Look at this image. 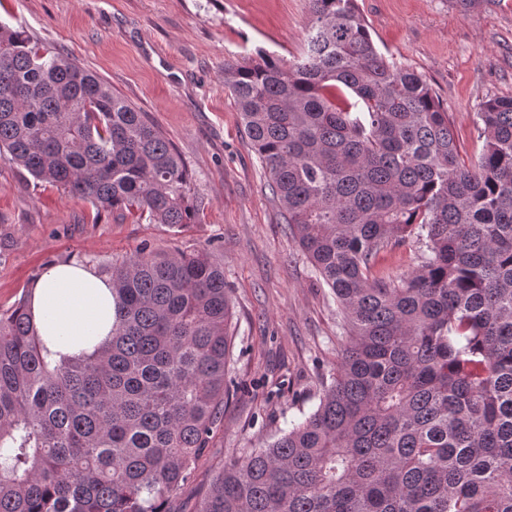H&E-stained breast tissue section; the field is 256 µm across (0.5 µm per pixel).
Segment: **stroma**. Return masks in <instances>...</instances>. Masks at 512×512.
<instances>
[{
  "mask_svg": "<svg viewBox=\"0 0 512 512\" xmlns=\"http://www.w3.org/2000/svg\"><path fill=\"white\" fill-rule=\"evenodd\" d=\"M379 51L430 85L454 123L464 160L483 145L476 114L512 97V0H357ZM308 0H0V22L67 55L146 112L175 146L201 202L173 228L114 215L47 183L24 182L0 159V312L45 267L100 271L145 249L209 250L233 306L224 418L178 494L183 512L225 461L243 456L315 406L338 364L336 300L280 215L224 85V63L257 49L299 56Z\"/></svg>",
  "mask_w": 512,
  "mask_h": 512,
  "instance_id": "obj_1",
  "label": "stroma"
}]
</instances>
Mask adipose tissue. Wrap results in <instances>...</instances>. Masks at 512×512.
Listing matches in <instances>:
<instances>
[{
  "label": "adipose tissue",
  "instance_id": "adipose-tissue-1",
  "mask_svg": "<svg viewBox=\"0 0 512 512\" xmlns=\"http://www.w3.org/2000/svg\"><path fill=\"white\" fill-rule=\"evenodd\" d=\"M29 297L31 320L50 350L69 356L91 354L112 337V279L93 265L50 266L32 285Z\"/></svg>",
  "mask_w": 512,
  "mask_h": 512
}]
</instances>
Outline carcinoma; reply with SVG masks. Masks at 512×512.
<instances>
[{
    "label": "carcinoma",
    "instance_id": "1",
    "mask_svg": "<svg viewBox=\"0 0 512 512\" xmlns=\"http://www.w3.org/2000/svg\"><path fill=\"white\" fill-rule=\"evenodd\" d=\"M304 53L224 62L284 221L342 316L320 402L225 465L195 512H512V98L448 112L356 0H310ZM349 89L354 99L337 93ZM96 209L193 224L173 144L99 76L0 23V158ZM406 242L419 263L378 276ZM112 339L50 359L0 314V512H176L224 414L232 307L205 251L110 268Z\"/></svg>",
    "mask_w": 512,
    "mask_h": 512
}]
</instances>
